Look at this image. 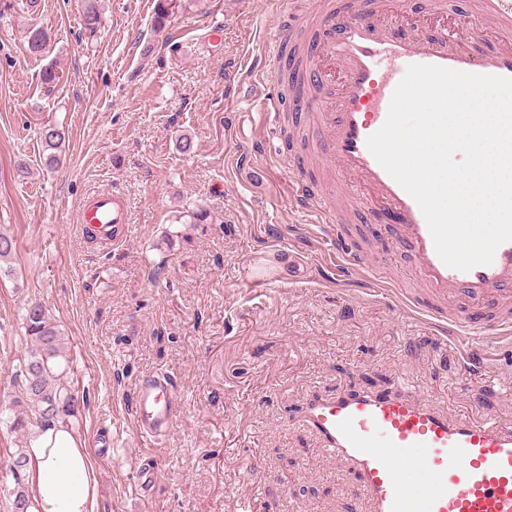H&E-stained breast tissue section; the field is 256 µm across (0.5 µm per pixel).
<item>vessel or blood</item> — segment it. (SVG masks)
Here are the masks:
<instances>
[{"label":"vessel or blood","instance_id":"vessel-or-blood-1","mask_svg":"<svg viewBox=\"0 0 512 512\" xmlns=\"http://www.w3.org/2000/svg\"><path fill=\"white\" fill-rule=\"evenodd\" d=\"M496 41L476 51L471 17H455L436 37L400 38L384 25L378 0L328 7L322 13L326 41L316 42L306 64L307 77L323 95L308 94L306 109L322 115L320 137L328 150L326 165L348 187L345 214L337 215L329 240L353 270L370 271L347 229L356 213L375 217L386 212L390 232L406 252L419 282L441 300H463L464 309H425L402 285L394 292L406 309L428 316L441 334L460 338L490 329L512 337V307L490 309L491 300L512 297V241L501 244L491 264L467 271L448 267L438 256L417 202L387 173L366 141L385 123L393 93L408 66L436 65L457 71L512 78V0H481ZM341 67L337 94L326 93L330 74L322 66ZM297 209L317 222L327 220L325 201L314 184L298 180ZM129 213L116 194L98 193L82 214V231L96 241L114 244L127 228ZM180 408L179 392L164 373L139 378L133 425L136 434L160 440ZM303 421L324 449L359 481L367 512H512V425L479 423L449 416L428 400L368 391L321 394L303 409ZM421 477L413 492L406 475Z\"/></svg>","mask_w":512,"mask_h":512}]
</instances>
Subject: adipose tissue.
Returning a JSON list of instances; mask_svg holds the SVG:
<instances>
[{"label":"adipose tissue","instance_id":"ef3b65f1","mask_svg":"<svg viewBox=\"0 0 512 512\" xmlns=\"http://www.w3.org/2000/svg\"><path fill=\"white\" fill-rule=\"evenodd\" d=\"M26 454L29 512H93L95 468L71 426L57 424L33 439Z\"/></svg>","mask_w":512,"mask_h":512}]
</instances>
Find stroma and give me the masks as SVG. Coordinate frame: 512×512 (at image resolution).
Returning a JSON list of instances; mask_svg holds the SVG:
<instances>
[{
  "label": "stroma",
  "instance_id": "35a3bbf8",
  "mask_svg": "<svg viewBox=\"0 0 512 512\" xmlns=\"http://www.w3.org/2000/svg\"><path fill=\"white\" fill-rule=\"evenodd\" d=\"M95 3L102 25L89 39L85 0H0V231L17 242L14 273L0 276V407L26 349L24 309L43 303L68 340L93 512H362L356 476L302 422L317 393L398 391L512 425V346L486 335L483 366L463 374L455 340L390 293L417 274L384 220L355 224L382 241L368 255L373 286L338 267L323 225L292 206L297 176L326 175L284 164L301 150L259 116L260 100L282 92L265 45L288 0H169L161 27L157 0ZM444 23L409 0L392 31L423 37ZM39 28L49 40L32 54ZM46 68L59 75L51 89ZM47 122L66 133L53 169ZM115 188L130 229L108 247L81 233L78 214ZM289 252L307 261L303 278H283ZM157 370L184 406L155 442L130 415L136 382ZM148 455L160 472L144 494L134 476Z\"/></svg>",
  "mask_w": 512,
  "mask_h": 512
}]
</instances>
